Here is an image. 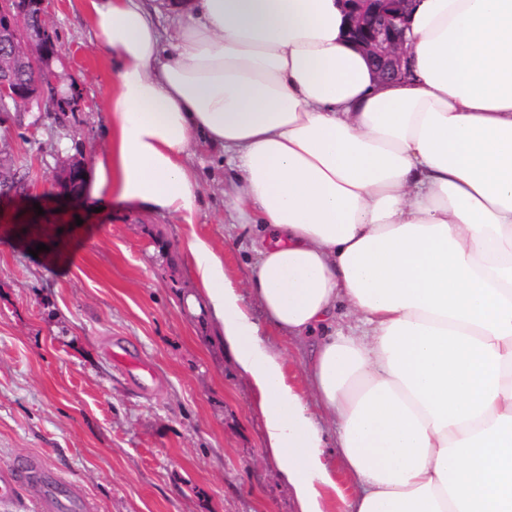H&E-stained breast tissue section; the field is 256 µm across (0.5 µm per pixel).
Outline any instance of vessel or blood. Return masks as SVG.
<instances>
[{
    "mask_svg": "<svg viewBox=\"0 0 512 512\" xmlns=\"http://www.w3.org/2000/svg\"><path fill=\"white\" fill-rule=\"evenodd\" d=\"M16 469L26 474L36 486L35 504L38 512H87L85 499L62 481L47 461L40 458L22 459L17 461Z\"/></svg>",
    "mask_w": 512,
    "mask_h": 512,
    "instance_id": "obj_1",
    "label": "vessel or blood"
}]
</instances>
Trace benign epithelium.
I'll use <instances>...</instances> for the list:
<instances>
[{
    "label": "benign epithelium",
    "instance_id": "benign-epithelium-1",
    "mask_svg": "<svg viewBox=\"0 0 512 512\" xmlns=\"http://www.w3.org/2000/svg\"><path fill=\"white\" fill-rule=\"evenodd\" d=\"M348 18L347 37L366 53L379 79L394 83L410 73L406 43L409 18L415 0H342ZM58 52L43 19V0H0V112L15 106L30 112L50 101L58 108L77 104L75 89L64 93L52 69ZM30 64L32 81L19 84L14 70ZM83 168L71 165L57 182V195L71 199L72 182L82 178Z\"/></svg>",
    "mask_w": 512,
    "mask_h": 512
}]
</instances>
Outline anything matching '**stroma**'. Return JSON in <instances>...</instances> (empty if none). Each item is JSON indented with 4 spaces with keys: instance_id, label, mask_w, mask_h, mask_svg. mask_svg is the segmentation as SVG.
I'll use <instances>...</instances> for the list:
<instances>
[{
    "instance_id": "obj_1",
    "label": "stroma",
    "mask_w": 512,
    "mask_h": 512,
    "mask_svg": "<svg viewBox=\"0 0 512 512\" xmlns=\"http://www.w3.org/2000/svg\"><path fill=\"white\" fill-rule=\"evenodd\" d=\"M44 17L79 104L0 112V155L28 189L0 197V478L37 455L88 512H300L248 379L183 304L198 288L191 236L211 242L238 287L251 275L252 230L224 203L228 158L194 150L193 224L137 204L57 203L61 163L92 169L107 143L116 74L82 0H44Z\"/></svg>"
}]
</instances>
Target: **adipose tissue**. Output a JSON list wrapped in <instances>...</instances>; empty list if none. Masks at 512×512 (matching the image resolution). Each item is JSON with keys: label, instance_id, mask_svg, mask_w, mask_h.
Returning a JSON list of instances; mask_svg holds the SVG:
<instances>
[{"label": "adipose tissue", "instance_id": "ef3b65f1", "mask_svg": "<svg viewBox=\"0 0 512 512\" xmlns=\"http://www.w3.org/2000/svg\"><path fill=\"white\" fill-rule=\"evenodd\" d=\"M117 78L83 199L196 223L198 144L257 228L238 288L204 239L203 306L259 398L279 476L327 512H512V0H418L413 74L379 84L340 0H83ZM259 305L263 321L251 307ZM300 340L309 396L262 324Z\"/></svg>", "mask_w": 512, "mask_h": 512}]
</instances>
